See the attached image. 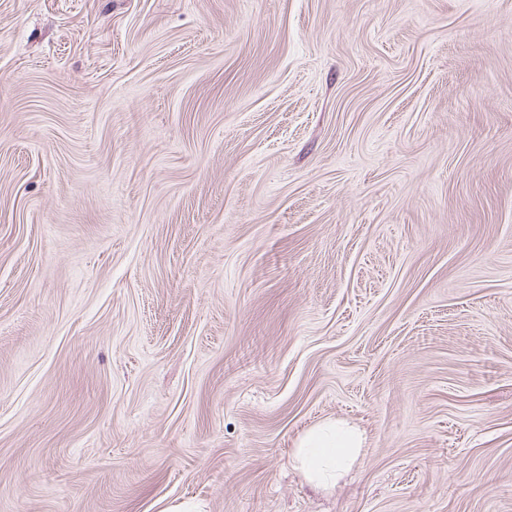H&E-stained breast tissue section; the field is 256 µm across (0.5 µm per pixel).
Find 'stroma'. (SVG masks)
Segmentation results:
<instances>
[{"instance_id": "obj_1", "label": "stroma", "mask_w": 512, "mask_h": 512, "mask_svg": "<svg viewBox=\"0 0 512 512\" xmlns=\"http://www.w3.org/2000/svg\"><path fill=\"white\" fill-rule=\"evenodd\" d=\"M0 512H512V0H0ZM361 447L362 437L357 428L345 421L328 419L302 436L293 462L312 485L329 486L351 469Z\"/></svg>"}]
</instances>
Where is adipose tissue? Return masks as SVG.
<instances>
[{"instance_id":"1","label":"adipose tissue","mask_w":512,"mask_h":512,"mask_svg":"<svg viewBox=\"0 0 512 512\" xmlns=\"http://www.w3.org/2000/svg\"><path fill=\"white\" fill-rule=\"evenodd\" d=\"M362 437L353 425L325 420L311 427L294 451L293 462L314 486L336 484L360 455Z\"/></svg>"}]
</instances>
